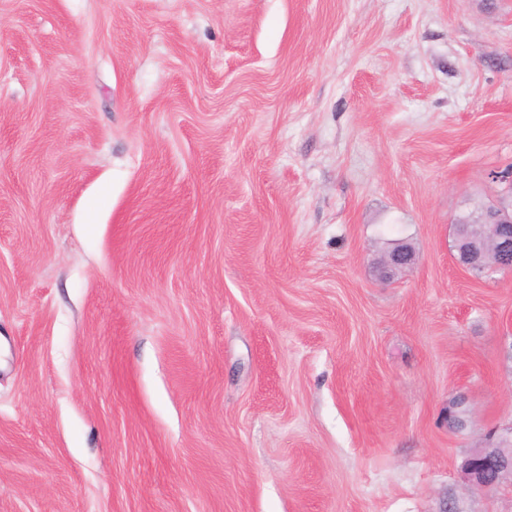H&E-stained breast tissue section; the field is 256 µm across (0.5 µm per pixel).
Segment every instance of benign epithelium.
Masks as SVG:
<instances>
[{
	"label": "benign epithelium",
	"mask_w": 512,
	"mask_h": 512,
	"mask_svg": "<svg viewBox=\"0 0 512 512\" xmlns=\"http://www.w3.org/2000/svg\"><path fill=\"white\" fill-rule=\"evenodd\" d=\"M492 181L504 185L502 192L470 217L456 221V236L466 240L458 249V262L472 272L488 268L484 264L489 247H494L500 264L496 269L512 271V237L501 233L512 224V172H496ZM415 251L407 243L397 244L387 255L386 272L410 266ZM465 480L477 489H494L505 483L512 485V426L493 433L490 440L474 449L463 465Z\"/></svg>",
	"instance_id": "7a95c632"
}]
</instances>
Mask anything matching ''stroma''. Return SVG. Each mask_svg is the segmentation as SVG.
Listing matches in <instances>:
<instances>
[{
  "mask_svg": "<svg viewBox=\"0 0 512 512\" xmlns=\"http://www.w3.org/2000/svg\"><path fill=\"white\" fill-rule=\"evenodd\" d=\"M510 166L512 0H0V512H512ZM491 178L493 182L505 185L502 192L479 213L454 224L456 237L466 240L464 247L455 249L458 251L456 258L462 266L476 273L489 267L512 271V237L501 233L503 226L512 224V172H495ZM492 245L501 263L488 266L484 264V258ZM415 260V251L407 243H398L387 255L385 269L388 274L410 266ZM462 472L465 480L477 489H494L512 485V425L474 449L465 460Z\"/></svg>",
  "mask_w": 512,
  "mask_h": 512,
  "instance_id": "35a3bbf8",
  "label": "stroma"
}]
</instances>
